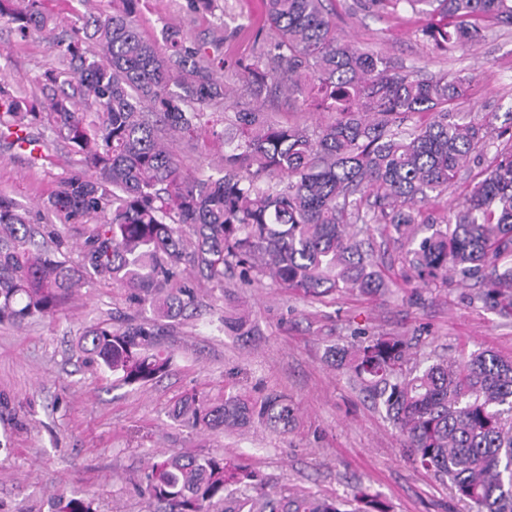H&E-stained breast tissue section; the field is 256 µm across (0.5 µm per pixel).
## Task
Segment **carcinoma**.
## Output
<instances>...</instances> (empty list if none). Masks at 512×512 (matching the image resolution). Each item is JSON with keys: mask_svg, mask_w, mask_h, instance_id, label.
<instances>
[{"mask_svg": "<svg viewBox=\"0 0 512 512\" xmlns=\"http://www.w3.org/2000/svg\"><path fill=\"white\" fill-rule=\"evenodd\" d=\"M274 38L266 63L239 64L255 96L288 90L308 95L330 121L310 131L271 120L257 105L235 113L222 176L187 177L165 142L202 135L205 108L224 87L201 49L169 35L164 44L138 26L141 0H112V14L73 26L56 42L69 61L63 76L45 72L41 96L18 97L0 83V141L22 148L46 121L78 156V168L44 201L49 213L95 224L78 261L61 251L52 225L34 227L0 193V325L55 315L71 289L109 278L157 318L114 328L99 322L81 334L83 357L144 385L167 373L172 355L157 348L166 325L200 306L201 282L221 284L224 270L245 282L320 296L343 289L383 294L384 270L359 236L377 224L397 245L412 277L434 284L453 271L483 282L484 297L512 310V135L499 160L443 216L418 219L415 206L440 195L470 160L505 131L460 121L457 101L471 82L462 71L411 75L397 58L342 40L325 0H267ZM365 8L441 15L420 29L436 46L468 50L494 27H512V0H359ZM25 34L52 35L59 18L47 0H0ZM419 113L431 120L408 121ZM178 288L169 284L179 276ZM253 335L242 316L224 319ZM350 378L404 436L413 461L449 482L469 512H512V360L491 350L414 365L403 336H366L333 351ZM175 417L194 429L266 424L288 430V396L228 393L211 404L188 396ZM140 489L157 512H390L377 496L351 501L303 491L265 492L258 475L222 457L172 455L152 464ZM53 512H95L84 498H55Z\"/></svg>", "mask_w": 512, "mask_h": 512, "instance_id": "obj_1", "label": "carcinoma"}]
</instances>
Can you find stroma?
I'll use <instances>...</instances> for the list:
<instances>
[{
  "instance_id": "1",
  "label": "stroma",
  "mask_w": 512,
  "mask_h": 512,
  "mask_svg": "<svg viewBox=\"0 0 512 512\" xmlns=\"http://www.w3.org/2000/svg\"><path fill=\"white\" fill-rule=\"evenodd\" d=\"M326 8L341 37L402 59L419 77L460 69L475 74L462 110L477 121L506 125L512 27L495 29L470 51H445L422 40L424 20L413 13H369L353 0H326ZM266 11V0H214L204 13L190 10L186 0H143L138 21L146 37L160 42L176 32L187 45L227 59L217 76L232 97L211 106L215 131L229 129L228 115L255 104L282 123L312 127L321 120L314 107L291 105L282 94L253 98L241 80L237 62L256 60L261 42L272 37ZM68 67L43 33L22 35L0 19V80L15 95H37L44 72ZM32 133L45 143L36 161L0 141V192L35 212L57 181L76 169L77 158L48 127ZM170 147L185 173L218 176L212 133L194 147L178 140ZM496 158V148H488L480 164L427 203L425 212H447ZM389 275L392 285L384 295L346 290L311 297L267 278L245 285L236 270H228L223 285H204L201 312L171 323L160 337L173 366L145 385L122 384L72 352L90 324L107 321L118 328L151 317L149 307L135 304L127 289L111 281L76 289L54 317L0 325V512H50L61 493L93 499L96 512H152L136 485L157 457L178 453L241 459L271 492L287 485L346 498L362 487L392 512H464L446 482L412 463L400 431L327 351L362 332L407 336L423 360L483 349L512 357V315L486 304L474 279L456 274L447 284L425 285L406 280L397 265ZM228 309L248 314L253 337L244 341L225 330ZM232 387L252 397L287 395L296 426L285 434L256 424L199 432L174 419L185 394L220 402Z\"/></svg>"
}]
</instances>
